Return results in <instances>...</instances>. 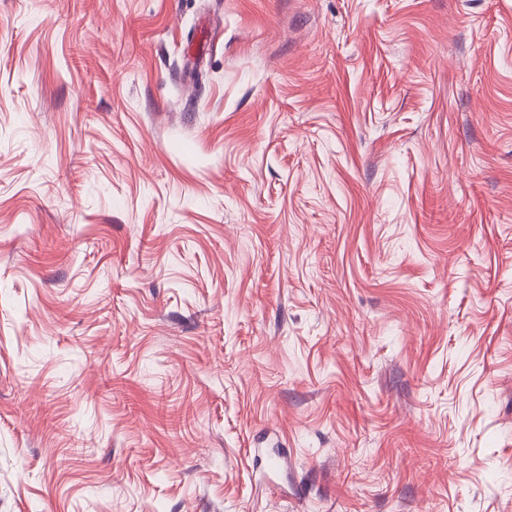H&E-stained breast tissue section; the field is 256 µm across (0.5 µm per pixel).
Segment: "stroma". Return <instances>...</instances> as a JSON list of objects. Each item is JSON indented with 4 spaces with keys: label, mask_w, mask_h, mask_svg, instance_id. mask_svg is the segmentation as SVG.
<instances>
[{
    "label": "stroma",
    "mask_w": 512,
    "mask_h": 512,
    "mask_svg": "<svg viewBox=\"0 0 512 512\" xmlns=\"http://www.w3.org/2000/svg\"><path fill=\"white\" fill-rule=\"evenodd\" d=\"M0 512H512V0H0Z\"/></svg>",
    "instance_id": "35a3bbf8"
}]
</instances>
